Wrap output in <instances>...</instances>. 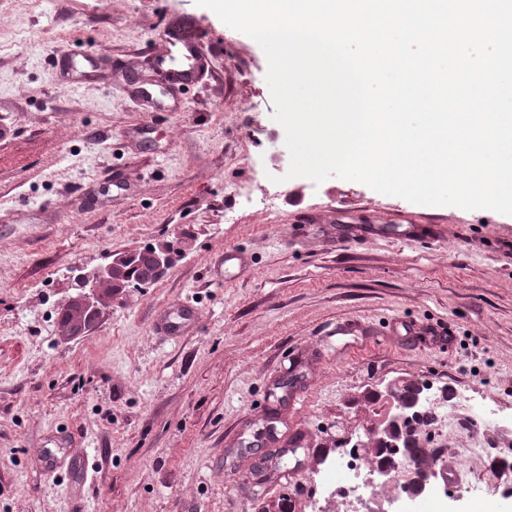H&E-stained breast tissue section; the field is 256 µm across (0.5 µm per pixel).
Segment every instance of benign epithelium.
<instances>
[{"label":"benign epithelium","mask_w":512,"mask_h":512,"mask_svg":"<svg viewBox=\"0 0 512 512\" xmlns=\"http://www.w3.org/2000/svg\"><path fill=\"white\" fill-rule=\"evenodd\" d=\"M134 256L132 252L116 253L111 262L91 271L80 273L74 279V294L65 302L62 312L64 322L59 324L62 336H78L98 322L107 304L123 295L127 288L129 269L126 264ZM150 264L155 275L160 276L172 265V258L166 248L159 245L150 253ZM386 399L396 410L404 413L420 409L422 398L406 400L404 390L390 385L386 389ZM398 416L386 417L370 431V446L383 443L397 432ZM439 472L436 466L420 465L412 470L406 483V490L419 495L438 487Z\"/></svg>","instance_id":"1"}]
</instances>
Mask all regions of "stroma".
<instances>
[{
  "label": "stroma",
  "mask_w": 512,
  "mask_h": 512,
  "mask_svg": "<svg viewBox=\"0 0 512 512\" xmlns=\"http://www.w3.org/2000/svg\"><path fill=\"white\" fill-rule=\"evenodd\" d=\"M185 22L212 71L180 111L108 75L67 87L55 63L101 52L134 78ZM266 71L195 0H0V512H347L314 477L382 418L389 382L512 408V215L286 178ZM398 210L411 237L359 239ZM157 243L175 251L160 279L60 336L76 268ZM227 249L247 264L220 275ZM174 304L198 317L178 338L153 329ZM479 433V461L466 432L418 434L460 469L447 512L501 491L487 468L512 461V429ZM53 435L71 446L49 470Z\"/></svg>",
  "instance_id": "stroma-1"
}]
</instances>
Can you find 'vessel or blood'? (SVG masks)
<instances>
[{"instance_id":"vessel-or-blood-1","label":"vessel or blood","mask_w":512,"mask_h":512,"mask_svg":"<svg viewBox=\"0 0 512 512\" xmlns=\"http://www.w3.org/2000/svg\"><path fill=\"white\" fill-rule=\"evenodd\" d=\"M162 39L166 52L155 56L150 77L133 90L143 109L150 112L180 110V89L198 82L211 64L198 37L171 28L163 33ZM59 65L67 75L70 87L74 88L99 71L115 68L116 63L103 54H63L59 57ZM196 321L197 314L192 308L175 305L158 320L156 328L164 335L177 337L193 327Z\"/></svg>"}]
</instances>
